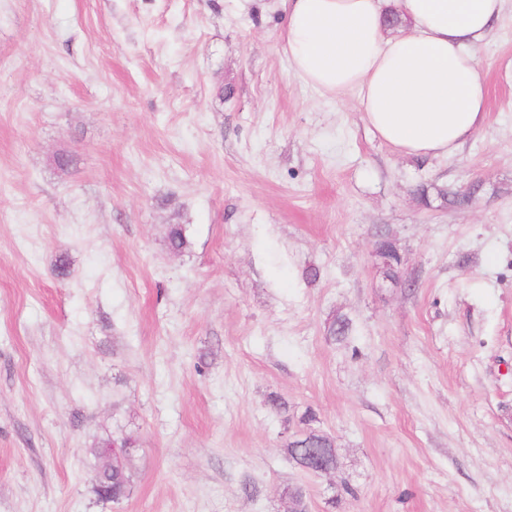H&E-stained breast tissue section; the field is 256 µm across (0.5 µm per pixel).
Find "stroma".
Segmentation results:
<instances>
[{
  "label": "stroma",
  "instance_id": "35a3bbf8",
  "mask_svg": "<svg viewBox=\"0 0 512 512\" xmlns=\"http://www.w3.org/2000/svg\"><path fill=\"white\" fill-rule=\"evenodd\" d=\"M281 23L0 0V512H512V0L486 124L425 160L294 76ZM305 427L334 476L289 462ZM126 435L115 504L95 449ZM334 444V440L327 434L310 429L296 434L295 439L288 442L285 451L288 460L303 469L300 463L309 456L323 455L327 452V448H332L336 453L337 448L333 447Z\"/></svg>",
  "mask_w": 512,
  "mask_h": 512
}]
</instances>
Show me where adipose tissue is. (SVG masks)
<instances>
[{"instance_id":"ef3b65f1","label":"adipose tissue","mask_w":512,"mask_h":512,"mask_svg":"<svg viewBox=\"0 0 512 512\" xmlns=\"http://www.w3.org/2000/svg\"><path fill=\"white\" fill-rule=\"evenodd\" d=\"M505 0H278L290 71L334 98L355 93L394 151L454 154L487 118L476 50Z\"/></svg>"}]
</instances>
